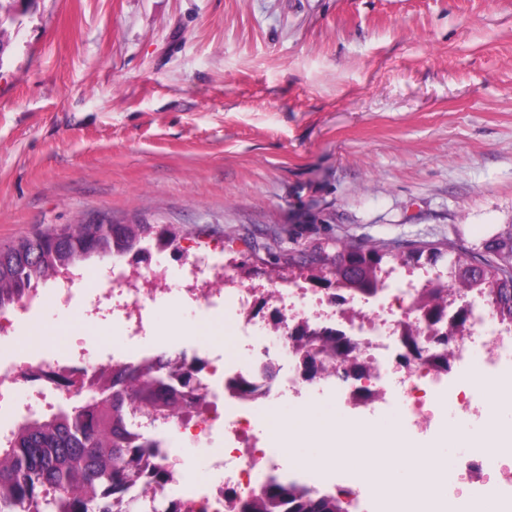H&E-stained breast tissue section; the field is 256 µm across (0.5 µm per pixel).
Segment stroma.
Listing matches in <instances>:
<instances>
[{"label":"stroma","instance_id":"35a3bbf8","mask_svg":"<svg viewBox=\"0 0 512 512\" xmlns=\"http://www.w3.org/2000/svg\"><path fill=\"white\" fill-rule=\"evenodd\" d=\"M0 51V247L51 225L170 224L179 249H224L254 288L309 284L337 242L479 253L512 224V0H30ZM160 334L236 352L234 325L184 299ZM0 355L118 343L111 320L48 304ZM441 426L477 435L512 409ZM314 412L405 421L404 397L354 415L329 391L275 399L258 430ZM474 448L449 442V498Z\"/></svg>","mask_w":512,"mask_h":512}]
</instances>
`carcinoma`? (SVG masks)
<instances>
[{"mask_svg":"<svg viewBox=\"0 0 512 512\" xmlns=\"http://www.w3.org/2000/svg\"><path fill=\"white\" fill-rule=\"evenodd\" d=\"M176 248L178 231L167 224H66L0 247V307L36 288L70 263L131 251L147 238ZM493 259L475 261L445 255L438 247L411 252L402 264L421 260L436 264L448 257V280L454 294L479 289L501 322L512 323V227L484 245ZM387 253L376 246H336L332 278L341 288L372 292ZM185 395L164 382L163 364L151 362L119 374L100 371L96 387L76 405L48 417L28 419L0 442V512H113L108 499L128 490L136 477L138 449L123 437L126 415L151 410L166 417L183 409ZM242 512H348L336 495L302 489L272 476L259 485Z\"/></svg>","mask_w":512,"mask_h":512,"instance_id":"1","label":"carcinoma"}]
</instances>
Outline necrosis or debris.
Instances as JSON below:
<instances>
[{
    "label": "necrosis or debris",
    "instance_id": "necrosis-or-debris-1",
    "mask_svg": "<svg viewBox=\"0 0 512 512\" xmlns=\"http://www.w3.org/2000/svg\"><path fill=\"white\" fill-rule=\"evenodd\" d=\"M181 276L194 286L200 311L229 309L241 337L248 340L253 361L241 365L211 354L204 343L186 346L176 334L149 335L150 319L161 286L170 270L165 260H155L139 274L128 271L123 255L113 254L111 263L99 272L97 286H89L87 269L77 264L57 276L47 288H34L14 304L0 309V334L13 331L21 315L35 312L46 302L64 308L83 307L99 311L111 302L122 331V342L111 351L87 348L76 340L63 356L46 354L18 366L0 358V404L17 416L56 412L58 390L48 375L69 371L90 386L102 367H128L163 359L184 363L192 374L186 388L195 407L170 418H149L133 412L124 430L130 447L139 449L140 477L133 486L140 496L139 512H241L244 491L251 485L280 474L277 449L261 445L252 428L255 418L266 416L274 396L301 393L302 352L266 342L256 322L253 289L229 286L224 277V250L215 247L184 259ZM445 274L421 270L392 271L380 280L375 293L349 296L338 288L317 294L310 288L288 291V306L278 319L289 328L312 335L332 333L346 344H357L355 368L360 380L341 379L330 373L326 383L337 389L338 398L359 411L385 403L389 383L404 395L411 429L423 432L434 415L424 392L447 384L450 371L436 368V360L471 366L476 386H483L488 372L512 370V326L496 318L477 293L456 298L440 312L423 307L420 295L427 288H448ZM461 325L459 336L447 338L449 325ZM31 375L29 396L16 401L13 386L20 370ZM190 436L208 448L216 477L200 483L187 480L184 461L175 448H167V473L156 477L159 461L151 444L164 437Z\"/></svg>",
    "mask_w": 512,
    "mask_h": 512
}]
</instances>
